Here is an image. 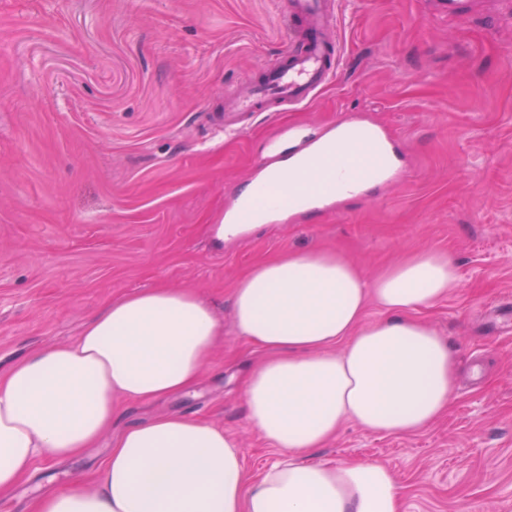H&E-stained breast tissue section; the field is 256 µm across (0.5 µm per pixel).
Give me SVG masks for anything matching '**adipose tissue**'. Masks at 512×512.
Returning <instances> with one entry per match:
<instances>
[{"mask_svg": "<svg viewBox=\"0 0 512 512\" xmlns=\"http://www.w3.org/2000/svg\"><path fill=\"white\" fill-rule=\"evenodd\" d=\"M336 125L308 147L266 166L247 184L287 185L252 224L211 225L216 243L265 225L269 214L307 210L309 194L334 204L379 184L330 191L336 165L357 153L356 133ZM448 254L421 248L368 281L341 253L291 250L256 264L232 296L238 337L264 349L243 399L249 424L283 455L256 478L223 428L178 415L132 422L113 439L93 486L42 495L36 512H401L402 487L381 463L330 465L313 453L346 424L365 432L422 431L448 409L456 350L420 314L458 288ZM379 311L367 316L369 307ZM221 326L210 303L181 288H145L112 300L76 340L42 347L0 374V490L36 462L92 447L124 402L193 388Z\"/></svg>", "mask_w": 512, "mask_h": 512, "instance_id": "ef3b65f1", "label": "adipose tissue"}]
</instances>
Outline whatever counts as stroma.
<instances>
[{"mask_svg": "<svg viewBox=\"0 0 512 512\" xmlns=\"http://www.w3.org/2000/svg\"><path fill=\"white\" fill-rule=\"evenodd\" d=\"M435 2L339 0L335 79L227 137L225 90L296 47L284 0H0V370L72 341L126 293L191 289L222 327L208 367L190 392L124 405L113 432L158 414L206 420L255 476L279 453L246 417L263 353L234 333L238 281L290 249L338 250L370 279L436 248L462 272L422 315L458 351L447 413L411 435L348 424L314 457L383 463L402 512H512V0H467L455 21ZM356 120L390 142L392 182L213 246L210 225L261 166ZM111 446L107 434L38 462L0 512H33Z\"/></svg>", "mask_w": 512, "mask_h": 512, "instance_id": "1", "label": "stroma"}]
</instances>
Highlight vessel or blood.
Here are the masks:
<instances>
[{
    "mask_svg": "<svg viewBox=\"0 0 512 512\" xmlns=\"http://www.w3.org/2000/svg\"><path fill=\"white\" fill-rule=\"evenodd\" d=\"M289 22L304 47L285 53L283 60L264 71L262 80L248 76L224 95V132L236 134L241 118L250 112H268L273 105H305L335 76L339 47L331 30L333 17L326 0H291ZM378 164L373 145L360 148L351 168L366 178Z\"/></svg>",
    "mask_w": 512,
    "mask_h": 512,
    "instance_id": "b4317fda",
    "label": "vessel or blood"
}]
</instances>
